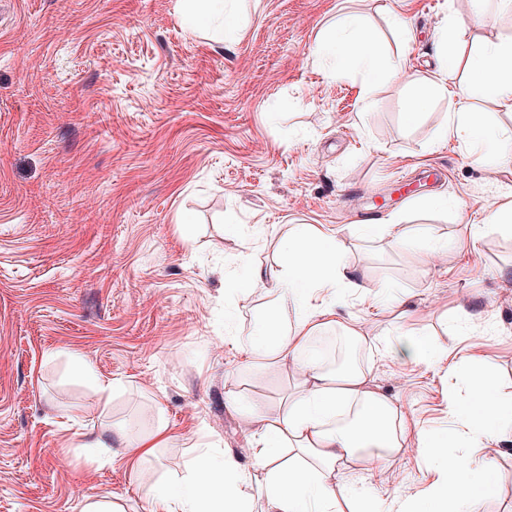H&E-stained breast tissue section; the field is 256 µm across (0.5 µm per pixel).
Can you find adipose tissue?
I'll return each instance as SVG.
<instances>
[{
	"mask_svg": "<svg viewBox=\"0 0 512 512\" xmlns=\"http://www.w3.org/2000/svg\"><path fill=\"white\" fill-rule=\"evenodd\" d=\"M216 17L222 20L223 37L234 38L238 18L227 11L225 0H191L182 10L185 25L195 29L208 27ZM317 53L336 77L359 69L370 83L401 71L400 60L385 56L359 17L348 12L339 15ZM439 62L436 79L423 85L411 101L409 117H416L432 99L455 97L456 107L441 138L466 137L474 154L488 157L492 136L474 101L487 99L512 112V39L486 44L464 57L450 45ZM283 247L288 254L289 289L274 301L247 342L251 356L274 367L291 365L298 370L295 389L279 410L245 412L256 426L250 452L262 478L247 483L232 459L215 458L202 448L191 462L188 478L172 486H156L152 512H250L255 497L264 499L266 512H352L356 493L341 481L342 469L398 454L412 438L427 447L438 463L439 479L422 512H462L476 490L496 488L500 480L496 462L471 453H449L444 439L429 440L423 431H411L392 401L375 389L368 369L355 364L332 375L319 359L308 355L312 337L329 326L341 327L358 344L368 341L358 327L340 324L332 307L311 305L312 291L336 286L364 291L368 285L355 268L342 262L344 243L337 236L298 224ZM290 306L298 316L286 324L282 313ZM467 389L480 405L474 443L505 435L511 427L503 421L493 377L475 375ZM165 432L161 425L151 436L134 438L103 426L92 429L87 445L105 455L117 439L125 456L139 462L159 447Z\"/></svg>",
	"mask_w": 512,
	"mask_h": 512,
	"instance_id": "obj_1",
	"label": "adipose tissue"
}]
</instances>
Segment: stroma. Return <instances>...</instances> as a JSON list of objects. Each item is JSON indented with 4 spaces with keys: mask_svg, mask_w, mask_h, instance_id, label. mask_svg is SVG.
Instances as JSON below:
<instances>
[{
    "mask_svg": "<svg viewBox=\"0 0 512 512\" xmlns=\"http://www.w3.org/2000/svg\"><path fill=\"white\" fill-rule=\"evenodd\" d=\"M180 0H0V512H81L87 501L150 512L153 489L122 460L90 458L92 427L169 439L144 463L174 482L192 448L250 472L242 413L275 410L290 367L259 368L243 345L288 288L282 241L297 224L341 238L375 288L326 291L340 318L390 340L431 335L447 361L365 354L372 382L405 422L448 438L450 405L470 411L471 356L493 369L512 415V233L472 237L487 207L512 201V153L476 161L442 142L455 104L416 118L412 90L433 78L450 22L476 49L512 38V6L485 0H231L234 41L181 21ZM345 8L387 56L391 18L413 28L402 75L365 86L330 76L316 46ZM435 195L444 207L428 206ZM396 219L407 248L359 234V212ZM445 252L426 256V239ZM263 268L266 287L252 286ZM82 360L91 378L79 376ZM114 381L102 401L94 379ZM501 480L470 512H512V442L487 444ZM438 475L410 443L344 470L364 512L420 507Z\"/></svg>",
    "mask_w": 512,
    "mask_h": 512,
    "instance_id": "obj_1",
    "label": "stroma"
}]
</instances>
